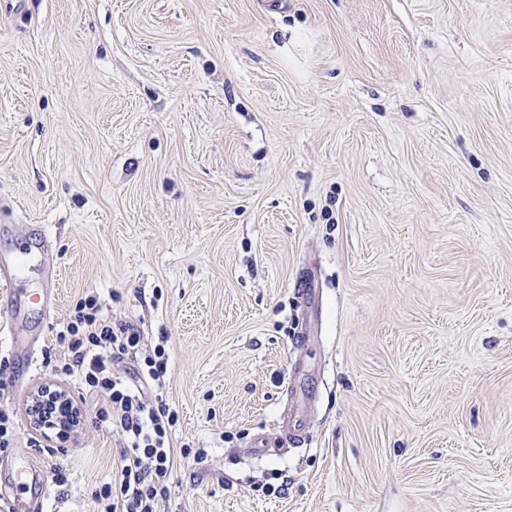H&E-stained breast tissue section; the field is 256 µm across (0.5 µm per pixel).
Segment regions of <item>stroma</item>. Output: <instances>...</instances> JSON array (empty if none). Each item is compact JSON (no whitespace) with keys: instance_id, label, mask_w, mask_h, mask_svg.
<instances>
[{"instance_id":"obj_1","label":"stroma","mask_w":512,"mask_h":512,"mask_svg":"<svg viewBox=\"0 0 512 512\" xmlns=\"http://www.w3.org/2000/svg\"><path fill=\"white\" fill-rule=\"evenodd\" d=\"M43 235L0 349L89 292L165 342L166 512H512V0H0V261ZM48 444L98 512L120 435Z\"/></svg>"}]
</instances>
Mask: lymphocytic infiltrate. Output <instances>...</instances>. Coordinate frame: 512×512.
<instances>
[{"instance_id": "obj_1", "label": "lymphocytic infiltrate", "mask_w": 512, "mask_h": 512, "mask_svg": "<svg viewBox=\"0 0 512 512\" xmlns=\"http://www.w3.org/2000/svg\"><path fill=\"white\" fill-rule=\"evenodd\" d=\"M54 341L59 350L54 374L73 383L79 393L101 397L94 426L115 430L125 442L115 476L93 493L101 512H162L177 458L199 460L206 454L202 448L176 445L172 438L178 413L164 398L165 344L145 349L137 326L113 322L94 293L76 303ZM126 358L134 363L128 376L116 368Z\"/></svg>"}]
</instances>
